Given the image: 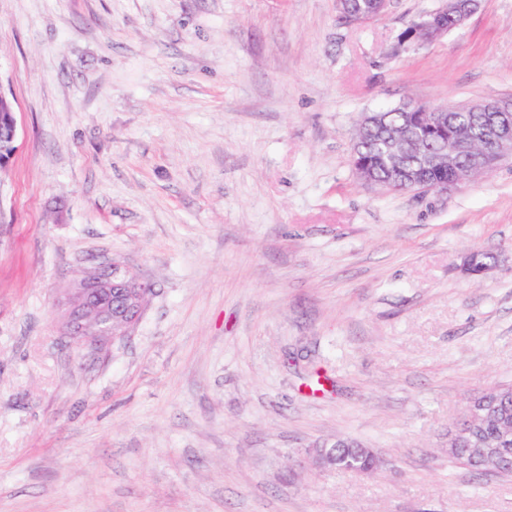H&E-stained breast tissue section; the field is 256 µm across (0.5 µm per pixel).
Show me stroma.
<instances>
[{
	"label": "stroma",
	"mask_w": 512,
	"mask_h": 512,
	"mask_svg": "<svg viewBox=\"0 0 512 512\" xmlns=\"http://www.w3.org/2000/svg\"><path fill=\"white\" fill-rule=\"evenodd\" d=\"M437 5L0 0V512H512L448 456L512 382V163L440 194L351 161L362 113L512 99V0L402 41ZM112 258L148 305L77 351L65 291ZM336 438L378 468L302 465Z\"/></svg>",
	"instance_id": "stroma-1"
}]
</instances>
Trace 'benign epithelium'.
Here are the masks:
<instances>
[{
  "mask_svg": "<svg viewBox=\"0 0 512 512\" xmlns=\"http://www.w3.org/2000/svg\"><path fill=\"white\" fill-rule=\"evenodd\" d=\"M478 0H441L439 7L413 24L405 41L426 43L434 41L459 27L475 11ZM472 112H493L495 123L485 136L491 142L488 153H474L467 165V178L477 179L488 175L494 167L506 160L512 161V102L494 100L466 105ZM460 145L446 135L439 137L438 148L426 154L429 165L446 166L456 162ZM149 288L136 278V273L122 261L107 260L92 274L82 279L68 299L66 334L73 347L81 351L88 346L101 344L115 336L129 333L134 319L147 303ZM473 459L485 472H497L504 449L489 442L480 448L470 449ZM312 464L324 468L336 457V443H324L308 450ZM377 466L373 454L366 448L352 450L347 471L357 474L372 472Z\"/></svg>",
  "mask_w": 512,
  "mask_h": 512,
  "instance_id": "7a95c632",
  "label": "benign epithelium"
}]
</instances>
